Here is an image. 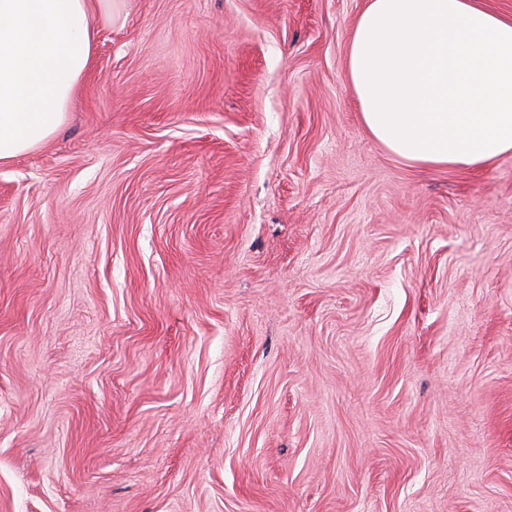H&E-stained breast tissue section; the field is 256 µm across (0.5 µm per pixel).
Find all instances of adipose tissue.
I'll use <instances>...</instances> for the list:
<instances>
[{
	"label": "adipose tissue",
	"mask_w": 512,
	"mask_h": 512,
	"mask_svg": "<svg viewBox=\"0 0 512 512\" xmlns=\"http://www.w3.org/2000/svg\"><path fill=\"white\" fill-rule=\"evenodd\" d=\"M104 0H0V162L62 124ZM347 76L367 131L424 167L512 153V19L478 0H368Z\"/></svg>",
	"instance_id": "adipose-tissue-1"
}]
</instances>
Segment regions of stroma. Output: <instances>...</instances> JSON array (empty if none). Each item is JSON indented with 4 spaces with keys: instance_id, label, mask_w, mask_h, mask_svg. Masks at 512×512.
<instances>
[{
    "instance_id": "obj_1",
    "label": "stroma",
    "mask_w": 512,
    "mask_h": 512,
    "mask_svg": "<svg viewBox=\"0 0 512 512\" xmlns=\"http://www.w3.org/2000/svg\"><path fill=\"white\" fill-rule=\"evenodd\" d=\"M366 0H114L0 164V512H512V154L362 123Z\"/></svg>"
}]
</instances>
